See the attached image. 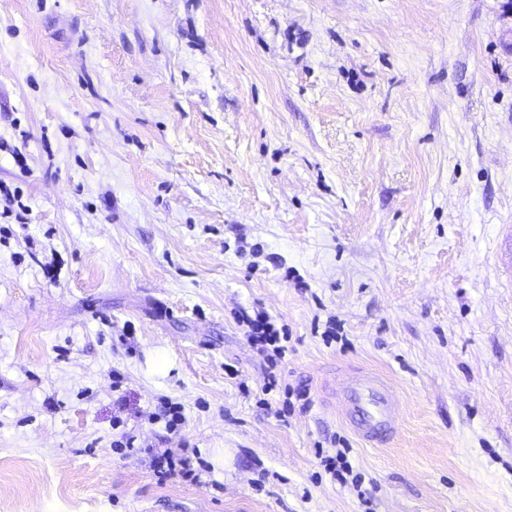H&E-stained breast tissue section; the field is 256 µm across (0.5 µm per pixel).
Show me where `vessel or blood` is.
<instances>
[{
	"label": "vessel or blood",
	"instance_id": "vessel-or-blood-1",
	"mask_svg": "<svg viewBox=\"0 0 512 512\" xmlns=\"http://www.w3.org/2000/svg\"><path fill=\"white\" fill-rule=\"evenodd\" d=\"M341 393L350 430L370 445H386L397 429L398 401L391 384L376 375H353L342 380Z\"/></svg>",
	"mask_w": 512,
	"mask_h": 512
}]
</instances>
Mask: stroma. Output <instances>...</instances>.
Listing matches in <instances>:
<instances>
[{"label": "stroma", "mask_w": 512, "mask_h": 512, "mask_svg": "<svg viewBox=\"0 0 512 512\" xmlns=\"http://www.w3.org/2000/svg\"><path fill=\"white\" fill-rule=\"evenodd\" d=\"M0 512H512V0H0ZM242 323L248 328L247 340L259 352L266 354L272 369L285 360L289 350L288 336L283 329L281 336L280 331L268 316L258 313L254 319L249 316L243 317ZM341 393L350 430L372 446L386 445L397 429L398 401L391 384L376 375H353L342 380ZM347 450L348 448H344V450H338L336 453V457H329L325 462V469L331 475L335 481L337 480L340 484H345L348 482L347 476H352L353 469L352 466L347 461ZM345 474V475H344ZM361 477L359 474H355L352 476V483L358 484Z\"/></svg>", "instance_id": "1"}]
</instances>
